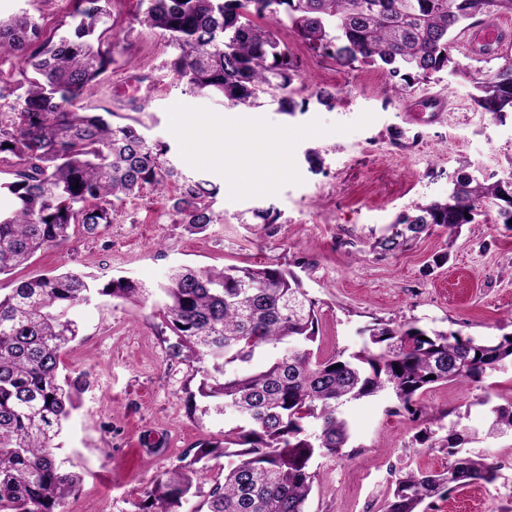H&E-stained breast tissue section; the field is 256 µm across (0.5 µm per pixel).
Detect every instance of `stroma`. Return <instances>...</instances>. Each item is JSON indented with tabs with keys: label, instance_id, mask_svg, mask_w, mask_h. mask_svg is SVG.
<instances>
[{
	"label": "stroma",
	"instance_id": "35a3bbf8",
	"mask_svg": "<svg viewBox=\"0 0 512 512\" xmlns=\"http://www.w3.org/2000/svg\"><path fill=\"white\" fill-rule=\"evenodd\" d=\"M39 11L46 32L69 20L70 0H0V15ZM138 0H112L113 35L122 50L86 103L114 111L115 123L133 118L151 141L168 145L183 173L217 187L222 216L202 234L175 223L167 194L145 191L118 203L111 223L95 233L75 228L61 246L38 252L13 275L27 279L82 270L100 283L124 276L149 286L166 283L181 265L281 266L293 271L317 303L321 352L357 351L367 330L382 322L458 332L493 342L512 333V229L487 210L449 239L431 228L392 253L375 243L396 218L447 197L459 171L480 180L512 176V112L499 118L476 111L474 83L498 65L490 56L464 57L454 66L397 93L375 66L349 67L307 47L293 31L278 34L300 62L294 113L276 101L233 106L214 94L192 95L171 72V50L139 23ZM371 84H363L364 76ZM334 95L333 106L318 98ZM443 91L454 106L444 116L425 109ZM226 129L288 126L293 132L287 170L271 192L236 190L222 166L194 156L177 126L193 120ZM274 208L263 224L257 208ZM448 253L447 263L435 256ZM80 340L61 357L64 372L88 375L81 407L60 437L61 459L83 475L68 512H138L153 480L178 465L187 449L219 442L230 415L209 410L208 399L188 407L198 388L193 367L168 360L175 337L156 299L99 297L78 309ZM428 422L395 413L384 395L343 406L351 438L338 454L315 457L319 474L306 512H382L386 495L408 469L439 471L451 459L441 445L449 429L466 430L464 456L497 465L490 483L454 488L425 512H512V436L486 437L490 409L512 404V363L464 387L433 385L422 394ZM430 429V442L417 434Z\"/></svg>",
	"mask_w": 512,
	"mask_h": 512
}]
</instances>
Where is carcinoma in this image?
Returning <instances> with one entry per match:
<instances>
[{
    "mask_svg": "<svg viewBox=\"0 0 512 512\" xmlns=\"http://www.w3.org/2000/svg\"><path fill=\"white\" fill-rule=\"evenodd\" d=\"M70 29L46 34L24 11L0 17V46L14 54L16 76L0 80V163L12 179L0 182L16 205L0 211V275L60 246L81 225L88 234L112 223L114 202L150 187H176L175 223L194 234L221 221L213 210L217 189L184 175L166 158L168 147L148 141L133 124L113 123L112 112L75 102L95 90L120 53L112 37V0H72ZM140 22L172 48L170 69L188 90H208L237 105L266 97L280 110L296 107L298 64L272 28L290 24L310 48L347 66L387 67L405 93L453 62L452 35L481 16L512 14V0H140ZM496 70L475 85L472 101L496 117L512 112V55L499 54ZM495 206L512 220V183L479 181L461 172L448 198L399 217L377 247L385 253L436 225L453 234L481 208ZM157 295L176 336L172 360L195 366L199 394L234 417L224 443L190 448L181 465L146 492L151 512H175L202 495L206 512H305L317 480L310 462L346 447L350 427L341 406L389 392L415 418L426 413L420 396L432 385L480 382L512 361V334L496 343L458 332L426 331L413 324L376 323L355 353L323 356L317 341L316 302L299 277L271 266L197 269L181 266L156 288L124 277L100 286L68 271L15 280L0 293V512H63L82 478L65 468L56 440L87 380L60 371L63 351L81 335L76 309L96 296L134 300ZM258 358L266 365L249 366ZM401 372H396V369ZM489 437L512 434V405L492 410ZM313 419L319 433L310 436ZM465 440L453 430L443 448L454 462L441 471H411L397 479L384 512H422L428 499L496 479L481 457H459ZM236 462L213 480L207 461Z\"/></svg>",
    "mask_w": 512,
    "mask_h": 512,
    "instance_id": "1",
    "label": "carcinoma"
}]
</instances>
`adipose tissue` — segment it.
Wrapping results in <instances>:
<instances>
[{"label":"adipose tissue","mask_w":512,"mask_h":512,"mask_svg":"<svg viewBox=\"0 0 512 512\" xmlns=\"http://www.w3.org/2000/svg\"><path fill=\"white\" fill-rule=\"evenodd\" d=\"M288 128L217 130L211 160L221 164L236 189L270 190L285 171L288 156Z\"/></svg>","instance_id":"adipose-tissue-1"}]
</instances>
